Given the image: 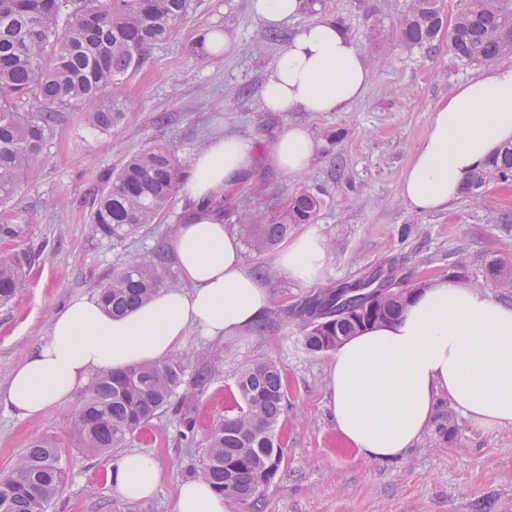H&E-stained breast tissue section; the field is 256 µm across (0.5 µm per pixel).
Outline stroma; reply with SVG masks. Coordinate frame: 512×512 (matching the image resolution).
<instances>
[{
    "instance_id": "1",
    "label": "stroma",
    "mask_w": 512,
    "mask_h": 512,
    "mask_svg": "<svg viewBox=\"0 0 512 512\" xmlns=\"http://www.w3.org/2000/svg\"><path fill=\"white\" fill-rule=\"evenodd\" d=\"M409 0H321L301 10L269 40V30L251 12V0H193V7L166 42L152 46L144 63L114 93L121 122L108 132L91 130L85 109L63 112L38 162L36 176L9 202L13 233L0 235V251L27 256L28 286L0 305V390L27 354L49 334L48 314L79 296L97 295L114 267L166 243L188 208L176 194L157 224L122 240L97 235L91 224L102 172L128 156L162 146L189 163L217 125L250 138L267 152L286 121L305 123L316 135L338 138L309 170L294 177L258 164L241 193L266 209L285 203L302 188L322 195L314 223L333 248L321 279L298 283L282 276L276 253L244 250L250 272L265 269L273 297L265 335L247 331L207 340L189 337L194 355L185 378L207 366L209 381L194 402L199 431L187 436L172 413L161 414L125 448L105 456L84 454L72 422L88 397L82 388L71 400L36 418L21 419L0 408V476L37 438L61 450L67 481L47 512H172L178 484L191 476L204 451L203 428L234 406V378L245 365L272 360L284 369L288 405L277 428L282 463L261 495L259 508L232 501L231 512H512V429H477L448 398L436 419H450V437L428 426L414 448L398 459L367 460L340 439L328 407L331 356L311 353L301 341L297 314L304 302L339 283L360 278L390 259L399 261L406 288L448 273L464 256L469 286L512 302L511 288L493 287L491 261L512 256V223L492 224L488 212L512 215V183H493L484 206L458 197L447 209L420 213L399 196V182L424 137L437 104L481 69L448 51L463 0H440L443 30L425 48L392 38L391 29ZM326 16L358 42L374 76L364 98L345 112L289 114L264 111L261 87L278 53L296 28ZM222 25L235 41V55L213 60L197 48L196 34ZM155 453L163 472L157 495L147 502L120 498L108 470L124 450Z\"/></svg>"
}]
</instances>
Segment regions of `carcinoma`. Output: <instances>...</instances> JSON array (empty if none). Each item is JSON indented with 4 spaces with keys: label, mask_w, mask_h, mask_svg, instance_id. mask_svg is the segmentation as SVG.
I'll return each instance as SVG.
<instances>
[{
    "label": "carcinoma",
    "mask_w": 512,
    "mask_h": 512,
    "mask_svg": "<svg viewBox=\"0 0 512 512\" xmlns=\"http://www.w3.org/2000/svg\"><path fill=\"white\" fill-rule=\"evenodd\" d=\"M439 0H410L396 26L404 42L431 44L443 26ZM191 0H80L63 12L61 0H0V206L33 178L36 162L52 136L60 113L92 104L88 126L106 132L123 116L120 105L102 100L143 62L147 49L170 38L187 15ZM458 60L489 66L512 56V0H464L448 35ZM185 170L162 147L126 158L104 183L92 217L96 233L123 239L157 222L183 183ZM512 181V144L499 148L470 177L464 194L483 201L491 183ZM322 199L301 190L272 215L249 206L239 217L250 249L264 254L297 224L314 223ZM391 261L363 278L360 289H329L302 307V344L311 353L336 346L361 332L370 319L361 311L374 293L384 294L374 320L387 323L402 312L412 291L400 288ZM167 283L162 246L124 266L99 291L102 304L121 316L145 304ZM26 287L24 259L0 255V303ZM186 361L168 359L98 377L73 422V433L90 454L122 447L160 413L181 416L188 432L191 416L185 383ZM235 411L213 421L195 476L215 492L258 507L261 491L282 461L277 426L287 390L283 369L274 361L242 368L235 378ZM61 451L49 438L37 439L14 471L0 478V512H46L63 485Z\"/></svg>",
    "instance_id": "obj_1"
}]
</instances>
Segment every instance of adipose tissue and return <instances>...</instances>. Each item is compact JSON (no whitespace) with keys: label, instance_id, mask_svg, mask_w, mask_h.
I'll use <instances>...</instances> for the list:
<instances>
[{"label":"adipose tissue","instance_id":"ef3b65f1","mask_svg":"<svg viewBox=\"0 0 512 512\" xmlns=\"http://www.w3.org/2000/svg\"><path fill=\"white\" fill-rule=\"evenodd\" d=\"M372 80L361 49L331 19L298 27L261 90L267 112H345ZM512 142V63H497L456 86L434 112L399 182L401 199L437 211L461 194L468 176ZM325 143L302 123H286L265 159L281 172L306 173ZM250 139L222 127L192 158L183 191L191 202L167 241L181 285L115 317L80 296L53 312L48 336L15 369L0 405L22 419L69 401L103 370H129L182 349L190 335L216 340L253 328L271 307L264 280L249 272L236 234L214 209L201 208L256 166ZM328 260L324 237L304 231L288 240L277 266L288 279L312 283ZM328 407L339 436L364 457L392 460L413 448L440 396L476 426L512 428V303L449 276L415 291L401 317L337 347L328 372ZM158 458L132 451L110 470L129 501L155 496ZM202 479L181 482L173 512H230Z\"/></svg>","mask_w":512,"mask_h":512}]
</instances>
